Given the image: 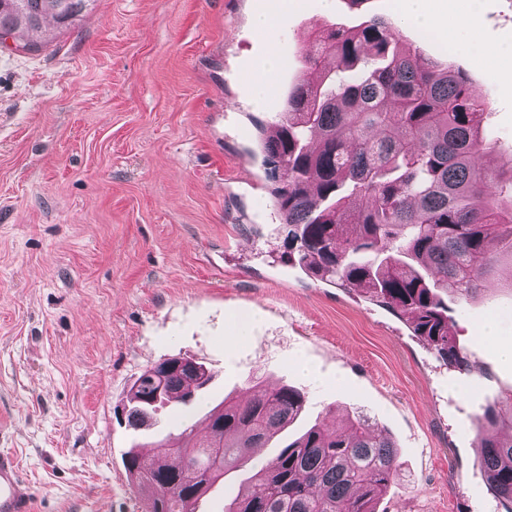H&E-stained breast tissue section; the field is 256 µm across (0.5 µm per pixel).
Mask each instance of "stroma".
Listing matches in <instances>:
<instances>
[{
    "instance_id": "stroma-1",
    "label": "stroma",
    "mask_w": 512,
    "mask_h": 512,
    "mask_svg": "<svg viewBox=\"0 0 512 512\" xmlns=\"http://www.w3.org/2000/svg\"><path fill=\"white\" fill-rule=\"evenodd\" d=\"M490 47L512 46V0H481ZM286 21L268 43L257 13ZM401 0H93L70 29L46 20L36 54L0 43V449L15 452L34 512H145L128 448L153 446L256 379L303 391L287 434L363 413L396 441L402 471L381 512H501L477 463L474 418L512 417V261L479 296L449 302L469 370L446 368L405 325L281 261L288 250L255 156L304 68L317 23L376 15L424 58L462 70L512 155V89L441 31L424 37ZM277 45L276 92L255 105ZM241 337L232 340V322ZM495 326L486 338L485 323ZM189 356L213 380L192 412L170 404L135 432L116 420L151 363Z\"/></svg>"
}]
</instances>
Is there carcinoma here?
Returning a JSON list of instances; mask_svg holds the SVG:
<instances>
[{"label": "carcinoma", "instance_id": "carcinoma-1", "mask_svg": "<svg viewBox=\"0 0 512 512\" xmlns=\"http://www.w3.org/2000/svg\"><path fill=\"white\" fill-rule=\"evenodd\" d=\"M88 2L0 0V39L48 17L67 29ZM310 37L306 73L258 140L268 192L288 226V264L361 290L438 361L465 372L445 298H475L495 263L512 258V173L474 163L497 144L487 103L464 73L423 61L381 18L316 24ZM188 364L164 357L135 378L122 408L129 429L206 390L211 377L194 379ZM305 402L294 387L257 382L208 412L205 436L187 427L177 442H159L153 464L126 451L127 477L149 512H197L195 498L238 471L249 476L224 512H378L400 463L394 440L364 414L342 428L316 424L273 458H253ZM477 422L480 435L497 427L496 407L486 405ZM480 448L488 491L512 512V435L482 437Z\"/></svg>", "mask_w": 512, "mask_h": 512}]
</instances>
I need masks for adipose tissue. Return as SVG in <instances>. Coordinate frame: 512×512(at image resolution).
I'll return each instance as SVG.
<instances>
[{"mask_svg":"<svg viewBox=\"0 0 512 512\" xmlns=\"http://www.w3.org/2000/svg\"><path fill=\"white\" fill-rule=\"evenodd\" d=\"M476 14L477 9L473 6L464 11L452 7L448 10L447 20L443 21L437 16L432 0H402V15L405 19L425 29L446 30L451 37L458 31H467V45L472 47L479 61L491 65L503 56L504 51L500 48L490 49L484 45L479 35Z\"/></svg>","mask_w":512,"mask_h":512,"instance_id":"adipose-tissue-1","label":"adipose tissue"}]
</instances>
